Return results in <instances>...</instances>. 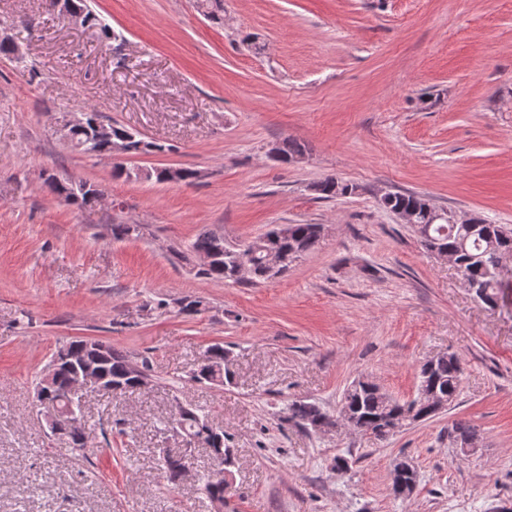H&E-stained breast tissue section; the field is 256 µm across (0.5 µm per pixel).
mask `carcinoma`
Segmentation results:
<instances>
[{"mask_svg": "<svg viewBox=\"0 0 512 512\" xmlns=\"http://www.w3.org/2000/svg\"><path fill=\"white\" fill-rule=\"evenodd\" d=\"M64 5L70 11L82 14L88 26L99 29L104 38H109V28L92 11L88 0H64ZM90 131L89 125L74 127L70 129V139L73 148L91 157L111 155L113 141L122 144L125 152L131 156L164 150L162 145L147 141L117 123L112 124L111 142L91 136ZM273 150L277 160L282 163H288L303 153L299 144L287 139L276 143ZM151 178L159 183L189 185L199 178V171L182 167L171 175L164 169H156L146 175V179ZM82 184L81 180L72 185L70 180L61 179L53 173L43 174V186L49 193L81 208L94 205L103 195L102 190L91 183L89 190L84 193L80 190ZM311 190L320 199L333 200L354 194L356 186L335 177H327L314 183ZM379 204L392 213L403 209L413 214L412 228L421 246L428 251L439 250L453 254L459 268L469 277L471 291L479 301H485L487 295H499L500 290L506 287L494 270L493 260L496 256L512 253L511 226L490 224L476 216L470 224H450L447 212L439 211L425 196L414 192H395L380 198ZM321 228L320 224H278L242 245H232L221 235L202 231L191 243V251L198 256L210 258V262L208 266L198 269L196 276L224 284L267 282L284 274L299 258L315 250L321 240ZM144 229L142 224L111 225L112 238L115 240L140 238ZM271 252L286 259L274 273L269 272L265 262L267 254ZM68 348L71 359L57 365L52 385L41 380L37 389L50 392L51 399L58 401L62 435L68 438L69 448L79 453L87 448L90 432L83 423L76 427L67 424V402L63 396L82 366H91L100 371L103 379L100 389L113 394L139 388L151 380V375L145 362L139 367V372H133L134 363L129 356L102 340H74L68 343ZM224 357L223 346L214 345L209 348L206 358L193 375L194 380L221 386L233 385L234 375L226 368ZM461 376L462 366L458 356L444 353L435 360L431 371L420 370L418 388L436 393L451 406L460 394ZM408 406L409 403L397 400L372 384L368 378L361 377L343 389L336 414H329L315 402L298 401L288 407V420L315 430L321 425H334L342 417L346 419L344 428L358 433L383 426L386 431L374 435L375 439L382 441L393 436L389 427L400 423V416ZM174 423L183 428L185 435L196 438L197 446L208 449L217 466L226 470L233 466L231 450L226 448L224 430L216 429L219 435L217 439L211 436L206 415L189 408L165 419L163 426L168 428ZM458 438L478 445L481 434L476 426L459 420L448 427V442ZM159 455L169 480H178L183 468L182 451L177 448H161Z\"/></svg>", "mask_w": 512, "mask_h": 512, "instance_id": "cac0c4a2", "label": "carcinoma"}]
</instances>
